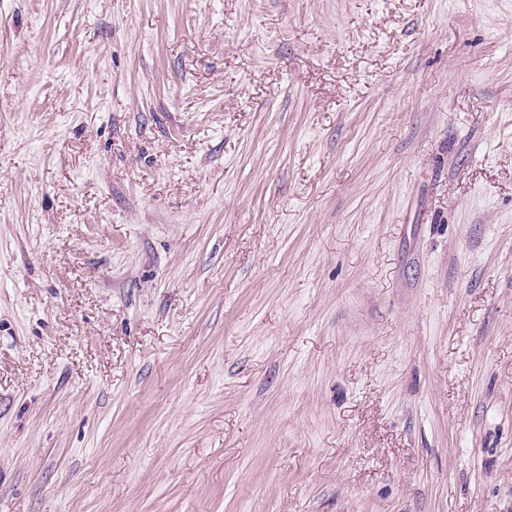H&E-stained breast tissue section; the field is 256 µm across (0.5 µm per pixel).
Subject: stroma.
<instances>
[{"instance_id":"1","label":"stroma","mask_w":512,"mask_h":512,"mask_svg":"<svg viewBox=\"0 0 512 512\" xmlns=\"http://www.w3.org/2000/svg\"><path fill=\"white\" fill-rule=\"evenodd\" d=\"M0 512H512V0H0Z\"/></svg>"}]
</instances>
